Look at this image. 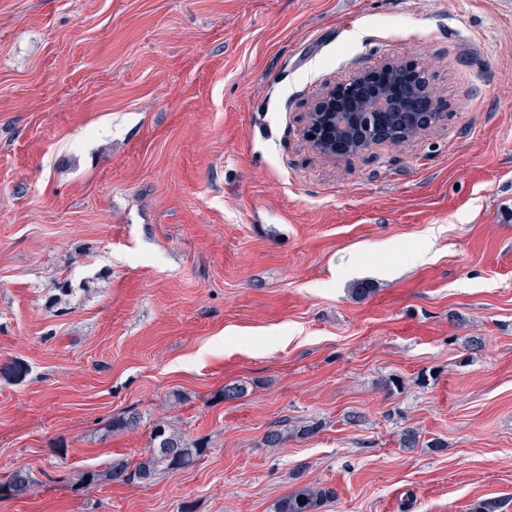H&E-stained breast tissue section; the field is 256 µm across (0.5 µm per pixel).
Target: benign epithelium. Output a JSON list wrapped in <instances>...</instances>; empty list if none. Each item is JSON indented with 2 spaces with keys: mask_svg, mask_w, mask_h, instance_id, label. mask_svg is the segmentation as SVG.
Returning <instances> with one entry per match:
<instances>
[{
  "mask_svg": "<svg viewBox=\"0 0 512 512\" xmlns=\"http://www.w3.org/2000/svg\"><path fill=\"white\" fill-rule=\"evenodd\" d=\"M401 63L391 58L385 62L389 78L367 91L336 99V87L325 88L305 114L311 147L330 159L362 155L372 146L386 141L387 126L401 120L408 128L427 130L440 119L437 112H423L421 101L434 97L425 80L407 92L400 90Z\"/></svg>",
  "mask_w": 512,
  "mask_h": 512,
  "instance_id": "obj_1",
  "label": "benign epithelium"
}]
</instances>
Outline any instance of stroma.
Masks as SVG:
<instances>
[{
    "instance_id": "35a3bbf8",
    "label": "stroma",
    "mask_w": 512,
    "mask_h": 512,
    "mask_svg": "<svg viewBox=\"0 0 512 512\" xmlns=\"http://www.w3.org/2000/svg\"><path fill=\"white\" fill-rule=\"evenodd\" d=\"M392 56L444 120L314 152L307 102ZM159 422L204 456L83 487ZM20 467L0 512H270L317 483L320 512H512V0H0V481ZM33 479L26 469L14 470L5 483L0 484V491L9 492L13 496H22L30 491Z\"/></svg>"
}]
</instances>
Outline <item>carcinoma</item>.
<instances>
[{"label":"carcinoma","instance_id":"1","mask_svg":"<svg viewBox=\"0 0 512 512\" xmlns=\"http://www.w3.org/2000/svg\"><path fill=\"white\" fill-rule=\"evenodd\" d=\"M139 420V414L129 410L112 417L109 426L112 431L121 432L135 427ZM316 432L317 427L312 424L303 425L291 432L274 426L265 432L263 443L269 448H281L290 434L304 438ZM206 448L204 441L188 440L180 433L167 429L166 425L158 424L153 430L152 452L148 457L134 465L126 459H118L105 470L87 471L84 474V482L92 487L112 482L124 483L131 479L146 482L152 479L159 467L170 473H177L190 467L204 455ZM32 484L33 479L29 471L20 468L14 470L6 482L0 484V491L22 496L30 491ZM335 497L336 491L330 486L305 485L277 499L273 503L272 512H319L324 503Z\"/></svg>","mask_w":512,"mask_h":512}]
</instances>
